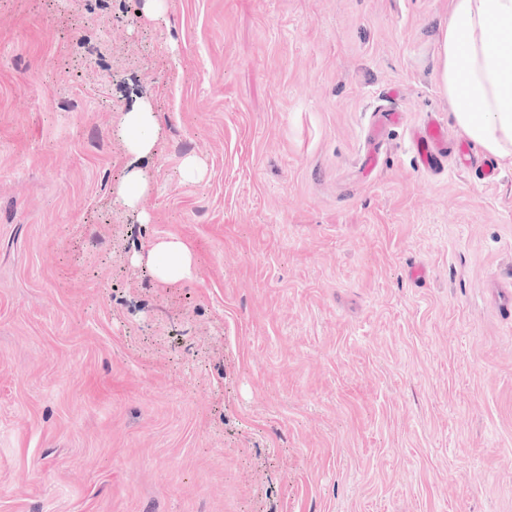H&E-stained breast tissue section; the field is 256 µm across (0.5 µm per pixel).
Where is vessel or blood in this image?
Instances as JSON below:
<instances>
[{"label":"vessel or blood","instance_id":"obj_1","mask_svg":"<svg viewBox=\"0 0 512 512\" xmlns=\"http://www.w3.org/2000/svg\"><path fill=\"white\" fill-rule=\"evenodd\" d=\"M412 142L418 153L422 169L435 170L440 168L447 151L451 150L454 151L460 168L474 172L476 176L489 184L494 183L497 178V172L492 165L477 164L467 143L462 142L455 147L449 146L445 129L437 119L431 118L424 122L414 132Z\"/></svg>","mask_w":512,"mask_h":512}]
</instances>
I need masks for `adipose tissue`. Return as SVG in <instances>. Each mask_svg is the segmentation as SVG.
Instances as JSON below:
<instances>
[{
    "instance_id": "ef3b65f1",
    "label": "adipose tissue",
    "mask_w": 512,
    "mask_h": 512,
    "mask_svg": "<svg viewBox=\"0 0 512 512\" xmlns=\"http://www.w3.org/2000/svg\"><path fill=\"white\" fill-rule=\"evenodd\" d=\"M437 76L461 133L512 164V0H448V24L438 38ZM157 131L151 104L120 117L118 133L134 158L155 152ZM147 262L164 284L193 276L192 254L176 238L154 244Z\"/></svg>"
}]
</instances>
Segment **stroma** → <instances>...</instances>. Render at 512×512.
Returning a JSON list of instances; mask_svg holds the SVG:
<instances>
[{
	"label": "stroma",
	"mask_w": 512,
	"mask_h": 512,
	"mask_svg": "<svg viewBox=\"0 0 512 512\" xmlns=\"http://www.w3.org/2000/svg\"><path fill=\"white\" fill-rule=\"evenodd\" d=\"M142 4L0 0V512H512V168L410 140L448 0ZM158 121L153 107L142 103L122 112L118 133L128 155L142 159L156 152ZM457 157V163L460 168L471 171L476 176H478L481 180L485 181L488 184L494 183L497 178V171L495 168L490 165L483 163L480 167L476 166V160L472 156L470 147L467 143L460 142L458 146H455L453 149ZM148 191V183L142 177L140 171L130 170L128 177L118 188V199L127 207L137 208L142 198ZM147 263L163 284H176L193 276L192 254L177 238L154 244L148 252Z\"/></svg>",
	"instance_id": "stroma-1"
}]
</instances>
